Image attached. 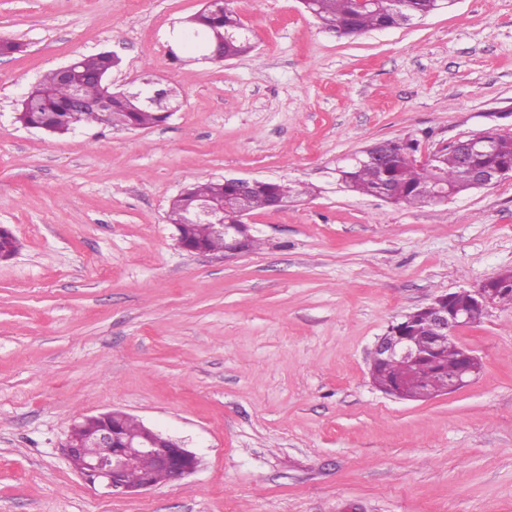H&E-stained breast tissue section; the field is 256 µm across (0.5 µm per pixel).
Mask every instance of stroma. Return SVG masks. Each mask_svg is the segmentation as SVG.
Returning <instances> with one entry per match:
<instances>
[{"label": "stroma", "instance_id": "1", "mask_svg": "<svg viewBox=\"0 0 512 512\" xmlns=\"http://www.w3.org/2000/svg\"><path fill=\"white\" fill-rule=\"evenodd\" d=\"M205 0H0V512H512V308L458 329L481 370L424 400L379 390L389 326L512 269V177L407 208L336 168L384 139L512 136V0H455L344 38L299 0H233L251 52L171 35ZM110 50L116 90H176L162 125L59 136L18 123L42 76ZM224 177L307 187L251 214L260 249H180L172 197ZM118 409L200 459L101 495L61 444Z\"/></svg>", "mask_w": 512, "mask_h": 512}]
</instances>
